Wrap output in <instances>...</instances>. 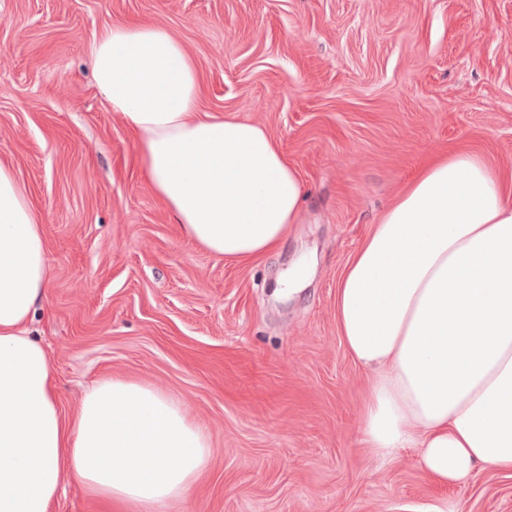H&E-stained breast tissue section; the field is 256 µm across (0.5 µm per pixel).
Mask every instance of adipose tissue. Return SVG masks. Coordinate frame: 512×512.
Masks as SVG:
<instances>
[{
    "instance_id": "1",
    "label": "adipose tissue",
    "mask_w": 512,
    "mask_h": 512,
    "mask_svg": "<svg viewBox=\"0 0 512 512\" xmlns=\"http://www.w3.org/2000/svg\"><path fill=\"white\" fill-rule=\"evenodd\" d=\"M91 64L187 238L232 262L281 247L303 206L298 172L264 127L201 111L197 64L178 38L115 24L95 37ZM48 282L41 212L0 162V512H53L70 478L134 512L186 500L213 450L174 396L112 377L62 414L29 329ZM336 321L372 373L362 444L374 457L418 449L442 485L512 472V192L480 156L441 155L407 185L345 265Z\"/></svg>"
}]
</instances>
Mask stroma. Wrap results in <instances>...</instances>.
<instances>
[{
  "instance_id": "35a3bbf8",
  "label": "stroma",
  "mask_w": 512,
  "mask_h": 512,
  "mask_svg": "<svg viewBox=\"0 0 512 512\" xmlns=\"http://www.w3.org/2000/svg\"><path fill=\"white\" fill-rule=\"evenodd\" d=\"M165 26L200 107L256 122L300 175L281 248L234 263L184 236L95 86V35ZM468 150L512 187V0H0V162L41 211L48 298L30 324L60 408L112 376L176 395L213 453L163 512H512V475L444 487L363 448L372 374L336 285L417 172Z\"/></svg>"
}]
</instances>
